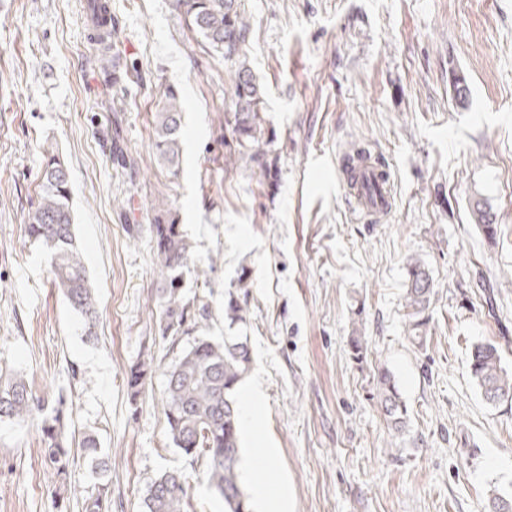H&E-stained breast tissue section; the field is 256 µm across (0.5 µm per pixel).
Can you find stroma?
<instances>
[{
	"instance_id": "obj_1",
	"label": "stroma",
	"mask_w": 512,
	"mask_h": 512,
	"mask_svg": "<svg viewBox=\"0 0 512 512\" xmlns=\"http://www.w3.org/2000/svg\"><path fill=\"white\" fill-rule=\"evenodd\" d=\"M116 27L113 84L93 62L86 0H0V370L36 395L63 392L68 433L98 435L112 453L99 478L83 451L66 510L44 462L40 423L0 422V512H81L100 481L111 512H145L149 481L187 477L189 512H224L203 461L167 438L173 359L152 313L157 283L149 224L161 200L178 211L193 261L213 265L204 295L224 336V292L248 270L244 332L262 392L257 440L265 467L242 469L244 491L285 479L288 512H486L512 495V404L487 405L469 375L472 347L493 342L512 370V0H242L248 61L275 135L272 184L224 169L222 57L174 0H108ZM469 86L457 106L452 78ZM184 100L177 175L153 148L158 91ZM365 147L389 175L392 211L360 219L339 186L341 156ZM134 168L112 159L114 149ZM70 175L75 233L97 290L87 340L25 233L45 150ZM498 226L487 240L474 218ZM418 257L436 294L427 342L407 338L405 268ZM362 315L369 342L347 340ZM157 366L139 407L128 366ZM409 405L399 449L372 398L378 366Z\"/></svg>"
}]
</instances>
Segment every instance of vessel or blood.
<instances>
[{
    "label": "vessel or blood",
    "instance_id": "vessel-or-blood-1",
    "mask_svg": "<svg viewBox=\"0 0 512 512\" xmlns=\"http://www.w3.org/2000/svg\"><path fill=\"white\" fill-rule=\"evenodd\" d=\"M341 181L365 215L380 217L391 210L393 196L384 169L353 163L343 168Z\"/></svg>",
    "mask_w": 512,
    "mask_h": 512
}]
</instances>
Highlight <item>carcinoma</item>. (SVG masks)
Returning <instances> with one entry per match:
<instances>
[{
    "label": "carcinoma",
    "mask_w": 512,
    "mask_h": 512,
    "mask_svg": "<svg viewBox=\"0 0 512 512\" xmlns=\"http://www.w3.org/2000/svg\"><path fill=\"white\" fill-rule=\"evenodd\" d=\"M175 8L186 24L198 32L208 46L233 67L229 91L230 104L224 110V168L258 169L263 178L272 176L268 162L273 138L268 136L264 119V90L246 62L250 18L241 11V0H175ZM161 109L154 115V148L157 162L177 175L182 144L184 103L171 86L160 91ZM45 165L40 175V201L25 220L28 236L41 244L51 257V274L70 309L82 321L85 336L96 337L98 319L95 290L88 276L74 232L69 174L49 150H44ZM156 215L150 225L153 254L158 273L155 322L160 336L171 347L183 337L192 341L177 353L166 371L164 390L167 433L173 446L184 454L206 463L205 476L210 490L224 500L227 512H242L247 500L238 472L239 412L236 405L238 387L251 371L252 356L246 336H226L216 341L205 330L212 320L209 303L185 292V274L205 288L210 281L207 267L193 263V246L179 215L167 204L154 207ZM477 221L484 235L493 240L497 225L490 214L479 208ZM248 272L241 269L235 287L224 292V321L231 325L247 322L246 302L239 291L248 286ZM434 291L426 264L413 259L407 267L404 308L407 330L418 346L426 342L429 309ZM348 346L353 358L364 359L368 340L363 324L355 323ZM154 371V357L149 355L131 364L123 383L130 405L137 408L145 385ZM472 381L485 402L497 406L512 402V372L502 363L500 347L491 342L474 346L469 364ZM373 398L381 408L388 428L398 438L408 427V407L393 373L381 367L373 375ZM63 395L37 396L19 374L0 373V421L18 424L35 415L41 416L44 459L58 478L55 502L62 503L68 493L67 475L74 460L71 441L66 435L68 416L64 413ZM81 449L105 474L111 458L102 452L93 432L85 434ZM186 479L177 472L165 471L148 485L146 512H187ZM108 484L85 497L82 512H110Z\"/></svg>",
    "instance_id": "obj_1"
}]
</instances>
